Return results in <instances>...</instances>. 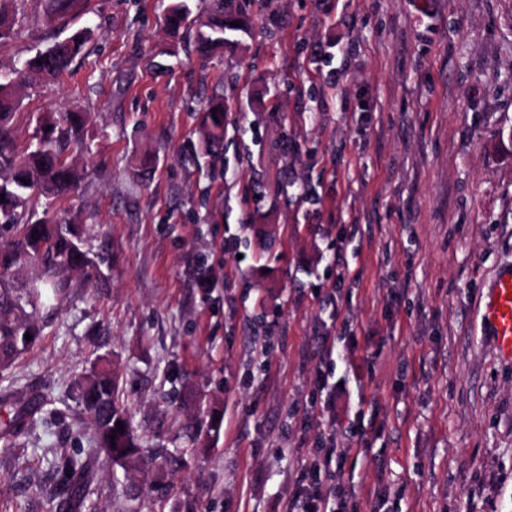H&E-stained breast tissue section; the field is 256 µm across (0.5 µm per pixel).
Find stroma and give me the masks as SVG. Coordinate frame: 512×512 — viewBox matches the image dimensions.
Segmentation results:
<instances>
[{"mask_svg":"<svg viewBox=\"0 0 512 512\" xmlns=\"http://www.w3.org/2000/svg\"><path fill=\"white\" fill-rule=\"evenodd\" d=\"M171 2L90 0L71 75L20 92L21 147L38 114H95L69 155L78 189L34 210L84 224L98 278L73 275L9 374L47 400L0 446V512H48L68 457L90 463L78 512H283L318 427L328 330L358 341L329 369L363 431L336 427L356 512H371L381 466L389 512H512V361L480 318L512 264V0H250L235 45L207 62L167 33ZM20 3L3 72L69 35L33 24L42 0ZM216 96L222 158L198 163ZM330 246L361 272L336 319L285 302L331 287ZM274 319L266 372L253 341ZM101 355L138 434L182 453L148 483L92 452L71 384ZM215 418L218 436L192 445Z\"/></svg>","mask_w":512,"mask_h":512,"instance_id":"obj_1","label":"stroma"}]
</instances>
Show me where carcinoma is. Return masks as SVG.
I'll use <instances>...</instances> for the list:
<instances>
[{"label": "carcinoma", "instance_id": "1", "mask_svg": "<svg viewBox=\"0 0 512 512\" xmlns=\"http://www.w3.org/2000/svg\"><path fill=\"white\" fill-rule=\"evenodd\" d=\"M16 0H0V48L18 35ZM81 11V0H47L43 23L67 27ZM242 0H210L207 14L192 15L186 0H177L166 22L173 30L184 29L202 55L224 48L226 33L236 32L233 22H242ZM90 30L80 28L25 61L14 76H0V371L9 370L43 332L40 312L62 302L69 294L72 272L92 278L93 262L84 247L75 242L71 225L50 217L30 219L33 198L54 199L75 189L78 173L67 161L70 135L91 120V113L69 114L62 127L51 117L39 119L40 133L25 148L16 145L11 122L20 105L18 86L33 74L59 79L72 60L82 54ZM42 64H37V61ZM208 139L205 155L217 159L214 145L224 140V104L214 100L203 116ZM31 334L32 339L25 338ZM72 390L95 429L96 450L127 472L145 462L164 457L163 449L139 439L132 417L119 394V379L111 362L102 358L80 374ZM46 397L26 395L8 385L0 389V440L9 448L31 423ZM122 423L123 431L117 430ZM115 439H110V436ZM86 466L71 462L65 480L53 496L54 512H69L83 502Z\"/></svg>", "mask_w": 512, "mask_h": 512}]
</instances>
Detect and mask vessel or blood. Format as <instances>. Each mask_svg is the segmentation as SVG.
Here are the masks:
<instances>
[{"mask_svg": "<svg viewBox=\"0 0 512 512\" xmlns=\"http://www.w3.org/2000/svg\"><path fill=\"white\" fill-rule=\"evenodd\" d=\"M501 358L512 361V266L498 269L480 309Z\"/></svg>", "mask_w": 512, "mask_h": 512, "instance_id": "1", "label": "vessel or blood"}]
</instances>
